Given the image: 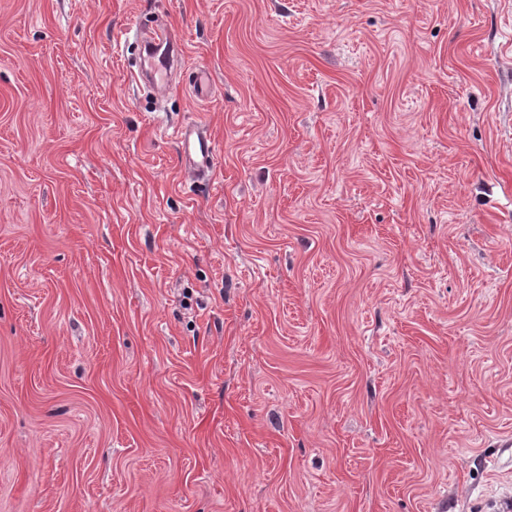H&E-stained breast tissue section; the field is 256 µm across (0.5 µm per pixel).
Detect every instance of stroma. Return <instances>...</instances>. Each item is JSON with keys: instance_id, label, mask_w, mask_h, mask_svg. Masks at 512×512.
Instances as JSON below:
<instances>
[{"instance_id": "stroma-1", "label": "stroma", "mask_w": 512, "mask_h": 512, "mask_svg": "<svg viewBox=\"0 0 512 512\" xmlns=\"http://www.w3.org/2000/svg\"><path fill=\"white\" fill-rule=\"evenodd\" d=\"M507 501L512 0H0V512ZM152 35L156 36L152 38V43L160 44L165 50V57L159 59L162 62L163 70L155 69V64H152L149 67V72L146 69H142L141 73L151 78L155 85L167 90L169 88L167 80L168 67L179 62L183 53L182 43L170 28L156 30ZM175 136L182 167L195 179L206 177L214 164V149L204 127L182 126L175 130Z\"/></svg>"}]
</instances>
